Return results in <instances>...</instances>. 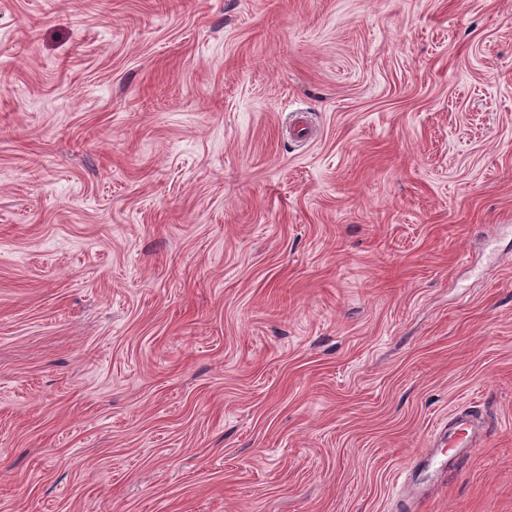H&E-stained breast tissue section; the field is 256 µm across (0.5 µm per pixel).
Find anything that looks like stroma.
I'll list each match as a JSON object with an SVG mask.
<instances>
[{"instance_id": "35a3bbf8", "label": "stroma", "mask_w": 512, "mask_h": 512, "mask_svg": "<svg viewBox=\"0 0 512 512\" xmlns=\"http://www.w3.org/2000/svg\"><path fill=\"white\" fill-rule=\"evenodd\" d=\"M417 497L512 512V0H0V512ZM470 412L462 411L448 419V429L444 431V444L448 442V448H457L448 454L447 459L440 462L441 468H448V473L455 471L463 460L466 448H477L474 441V419ZM471 432V433H470Z\"/></svg>"}]
</instances>
